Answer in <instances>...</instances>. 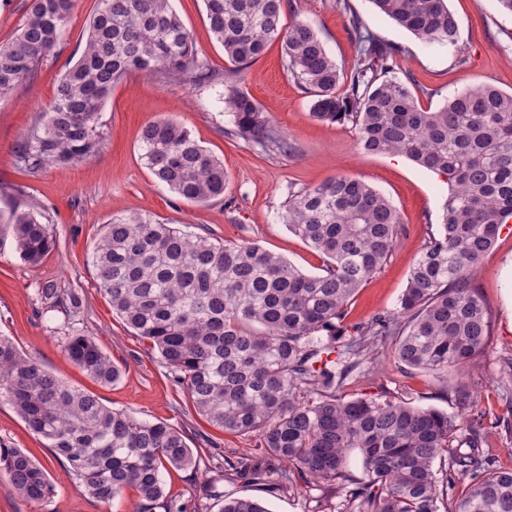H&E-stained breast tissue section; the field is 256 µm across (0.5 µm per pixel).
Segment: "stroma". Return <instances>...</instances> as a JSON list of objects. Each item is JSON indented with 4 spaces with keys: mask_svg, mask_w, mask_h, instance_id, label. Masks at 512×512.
Returning <instances> with one entry per match:
<instances>
[{
    "mask_svg": "<svg viewBox=\"0 0 512 512\" xmlns=\"http://www.w3.org/2000/svg\"><path fill=\"white\" fill-rule=\"evenodd\" d=\"M172 5L214 80L165 83L141 73L129 75L104 105L101 148L89 160L32 173L18 162L17 152L51 102L61 76L78 59L97 0H74L61 40L36 78L0 98V217L17 208L37 209L55 240L33 267L20 259L12 237L0 234V335L10 337L21 352L67 385L94 392L104 405L139 420L165 422L184 431L190 448L205 449L197 470L170 468L163 473L168 497L186 512H218L221 494L261 500L269 512H335L338 498L315 485L277 490L270 481L250 483L218 468V460L227 457L258 461L256 440L224 432L199 416L167 376L157 353L113 314L97 286L93 245L112 217L139 212L169 224L192 225L194 232L219 242L257 243L314 274L323 268V256L292 234L282 217L292 194L351 175L391 200L403 228L381 271L362 285L350 304L346 321L356 324L396 308L422 246L439 230L447 185L443 176L404 156L362 153L351 123L314 118L312 98L284 70L277 40L236 73L239 87L295 149L267 154L231 134L222 78L233 69L209 28L204 2L172 0ZM448 7L459 25V57L427 48L377 14L369 0H288L284 20L310 22L347 75L358 55L350 20L359 17L379 39L404 48L400 76L418 91V103L426 110L440 107L447 96L465 88L490 84L512 93V16L500 11L497 0H448ZM163 119L181 123L200 145L223 158L228 175L223 197L188 204L155 181L140 158L139 143L143 127ZM476 286L492 312L493 334L483 356L465 375L475 390L467 419L479 426L496 466L512 469V379L502 372L505 361L512 359V221L502 226L493 251L483 259ZM72 293L79 300L77 307H57V299ZM77 333L93 337L112 359L121 373L118 381L100 385L68 358L66 342ZM456 383L453 376L438 381L416 370H401L391 350L385 349L374 369L354 377L345 393L353 398L383 392L451 414ZM0 446L23 450L45 467L53 485L49 499L32 502L18 496L0 476V512H136L134 491L109 504L89 496L45 441L1 400Z\"/></svg>",
    "mask_w": 512,
    "mask_h": 512,
    "instance_id": "obj_1",
    "label": "stroma"
}]
</instances>
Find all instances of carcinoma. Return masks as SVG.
<instances>
[{
    "instance_id": "cac0c4a2",
    "label": "carcinoma",
    "mask_w": 512,
    "mask_h": 512,
    "mask_svg": "<svg viewBox=\"0 0 512 512\" xmlns=\"http://www.w3.org/2000/svg\"><path fill=\"white\" fill-rule=\"evenodd\" d=\"M433 50L460 52L447 0H370ZM224 54L238 69L281 41L283 67L311 94L313 117L349 121L359 150L402 154L447 178L439 232L411 269L395 311L349 326L348 305L391 254L401 221L392 202L365 182L338 175L289 200L283 223L322 253L307 274L246 241L210 238L133 212L112 218L91 261L113 312L157 351L168 377L212 425L253 437L273 471L224 460L247 481L275 476L281 488L322 484L343 499L341 512H512V470L494 467L479 430L463 426L475 403L467 382L454 388L456 413L392 400L349 398L347 380L392 345L396 363L437 378L479 358L493 333L475 279L499 229L512 218V93L493 86L455 92L425 110L396 76L403 49L364 31L352 76L340 71L308 21L284 24L285 0H204ZM72 0H30L13 39L0 43V98L33 79L55 52ZM164 82L212 79L170 0H98L78 60L62 75L49 108L28 130L19 161L30 171L75 164L98 153L100 111L112 87L133 72ZM233 132L264 152L290 148L260 106L224 77ZM141 159L155 179L191 204L224 196V161L174 120L147 124ZM22 260L35 266L53 239L36 213H10ZM69 359L100 384L119 369L93 338L68 337ZM336 358H331V354ZM48 443L84 490L109 503L132 489L136 512H183L164 495L167 467L195 469L202 459L181 431L111 409L91 391L65 384L0 336V400ZM363 478L347 488L348 451ZM447 461L442 471L436 460ZM0 473L28 501L52 486L45 469L19 448L0 447ZM465 494L454 497L457 484ZM218 512H270L258 499H224Z\"/></svg>"
}]
</instances>
